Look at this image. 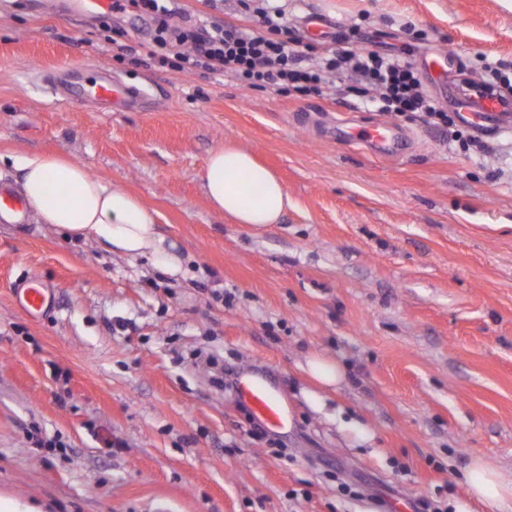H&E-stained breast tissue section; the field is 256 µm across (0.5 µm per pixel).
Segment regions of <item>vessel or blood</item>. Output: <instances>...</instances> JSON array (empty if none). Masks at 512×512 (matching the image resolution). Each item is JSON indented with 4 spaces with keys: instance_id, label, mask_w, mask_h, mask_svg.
Segmentation results:
<instances>
[{
    "instance_id": "obj_1",
    "label": "vessel or blood",
    "mask_w": 512,
    "mask_h": 512,
    "mask_svg": "<svg viewBox=\"0 0 512 512\" xmlns=\"http://www.w3.org/2000/svg\"><path fill=\"white\" fill-rule=\"evenodd\" d=\"M61 80L54 85V93L82 104L94 103L99 111L108 112L119 106L129 111L137 110L138 94L113 78L105 69L89 72L87 66L71 65L60 69ZM461 112L474 113L491 119L512 113V96L494 92L481 82L471 80L465 85L458 100ZM338 142L360 143L373 153L382 156L404 155L412 138L407 131L388 122H376L362 127L339 126L336 129ZM26 205L18 195L0 189V223L22 222ZM16 304L29 315H38L46 304V288L38 281H31L15 292ZM238 400L267 428L280 431L291 425V414L278 390L262 373L246 369L240 372L235 382Z\"/></svg>"
}]
</instances>
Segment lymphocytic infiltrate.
Segmentation results:
<instances>
[{
  "label": "lymphocytic infiltrate",
  "mask_w": 512,
  "mask_h": 512,
  "mask_svg": "<svg viewBox=\"0 0 512 512\" xmlns=\"http://www.w3.org/2000/svg\"><path fill=\"white\" fill-rule=\"evenodd\" d=\"M256 26L245 30L233 23H174L179 0H113L112 11L127 9L148 15L154 35L145 44L147 56L176 71L231 74L251 88H272L292 96L327 95L339 91L377 112L416 120L435 130L456 126L460 115L427 94L413 61L395 53L354 46L328 48L317 62L290 46L281 7L261 0H239Z\"/></svg>",
  "instance_id": "f902f5d3"
}]
</instances>
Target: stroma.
Here are the masks:
<instances>
[{"mask_svg": "<svg viewBox=\"0 0 512 512\" xmlns=\"http://www.w3.org/2000/svg\"><path fill=\"white\" fill-rule=\"evenodd\" d=\"M283 7L299 40L320 12L359 47L410 44L441 101L432 53L512 72V0ZM149 29L133 10L107 28L67 0H0V183L16 186L14 158L65 156L155 209L188 259L172 277L32 217L0 223V495L48 512H512L466 483L477 458L512 471V128L466 151L405 120L410 150L378 157L330 133L378 113L160 66L137 51ZM64 62L111 70L143 109L55 96ZM228 142L278 174L282 223L213 209L203 172ZM34 277L36 318L13 296ZM312 357L337 362L341 384L312 380ZM246 368L280 392L287 431L254 434L232 387Z\"/></svg>", "mask_w": 512, "mask_h": 512, "instance_id": "35a3bbf8", "label": "stroma"}]
</instances>
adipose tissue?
I'll return each mask as SVG.
<instances>
[{
	"label": "adipose tissue",
	"mask_w": 512,
	"mask_h": 512,
	"mask_svg": "<svg viewBox=\"0 0 512 512\" xmlns=\"http://www.w3.org/2000/svg\"><path fill=\"white\" fill-rule=\"evenodd\" d=\"M16 167L20 193L39 223L91 239L116 255L149 258L163 274L183 273L184 260L166 245L156 212L136 197L57 155L27 154ZM203 180L213 208L238 224L281 223L290 204L276 175L233 145L210 153ZM466 480L470 494L489 505L512 500V474L488 463L473 462Z\"/></svg>",
	"instance_id": "obj_1"
}]
</instances>
